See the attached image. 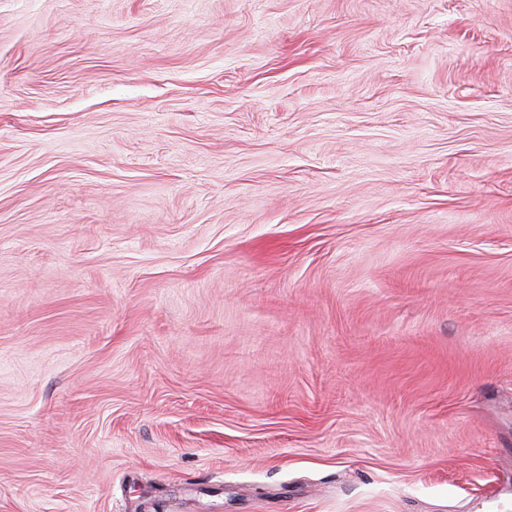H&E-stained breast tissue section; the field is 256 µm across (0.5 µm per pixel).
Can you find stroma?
<instances>
[{
  "label": "stroma",
  "mask_w": 512,
  "mask_h": 512,
  "mask_svg": "<svg viewBox=\"0 0 512 512\" xmlns=\"http://www.w3.org/2000/svg\"><path fill=\"white\" fill-rule=\"evenodd\" d=\"M0 512H512V0H0Z\"/></svg>",
  "instance_id": "35a3bbf8"
}]
</instances>
